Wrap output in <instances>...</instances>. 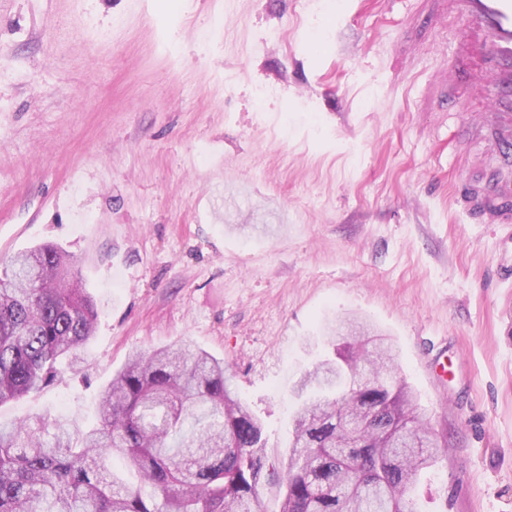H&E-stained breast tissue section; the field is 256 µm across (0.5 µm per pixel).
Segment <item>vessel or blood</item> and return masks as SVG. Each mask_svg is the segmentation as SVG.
<instances>
[{"label":"vessel or blood","mask_w":512,"mask_h":512,"mask_svg":"<svg viewBox=\"0 0 512 512\" xmlns=\"http://www.w3.org/2000/svg\"><path fill=\"white\" fill-rule=\"evenodd\" d=\"M448 15L466 26L454 55L462 82L489 94L480 128L492 142L480 177L458 160L454 200L464 213L505 227L512 223V0H448Z\"/></svg>","instance_id":"vessel-or-blood-1"}]
</instances>
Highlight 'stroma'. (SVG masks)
<instances>
[{
  "mask_svg": "<svg viewBox=\"0 0 512 512\" xmlns=\"http://www.w3.org/2000/svg\"><path fill=\"white\" fill-rule=\"evenodd\" d=\"M462 30L447 0H0V257L55 245L98 309L0 423L93 425L131 351L182 340L281 460L356 316L444 444L417 512H512V240L452 201L483 96L438 103Z\"/></svg>",
  "mask_w": 512,
  "mask_h": 512,
  "instance_id": "obj_1",
  "label": "stroma"
}]
</instances>
